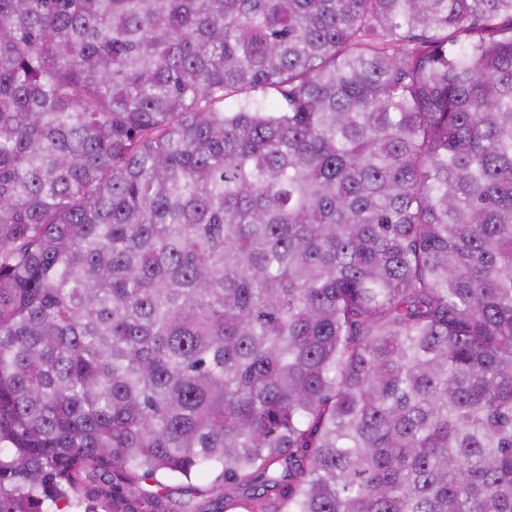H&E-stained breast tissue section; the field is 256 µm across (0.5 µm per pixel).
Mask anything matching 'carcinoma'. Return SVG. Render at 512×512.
<instances>
[{
    "mask_svg": "<svg viewBox=\"0 0 512 512\" xmlns=\"http://www.w3.org/2000/svg\"><path fill=\"white\" fill-rule=\"evenodd\" d=\"M512 512V0H0V512ZM167 490L172 501H191L193 505L210 504V508L224 511V480L220 477V470H211L194 477L191 481L166 480Z\"/></svg>",
    "mask_w": 512,
    "mask_h": 512,
    "instance_id": "cac0c4a2",
    "label": "carcinoma"
}]
</instances>
